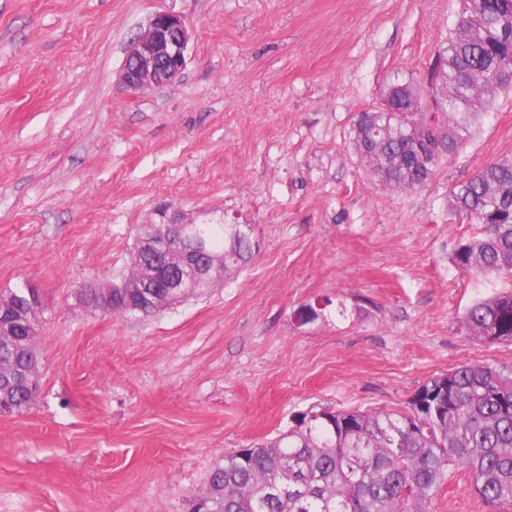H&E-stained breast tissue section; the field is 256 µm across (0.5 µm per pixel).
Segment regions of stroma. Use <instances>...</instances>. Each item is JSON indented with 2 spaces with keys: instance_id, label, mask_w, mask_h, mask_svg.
<instances>
[{
  "instance_id": "obj_1",
  "label": "stroma",
  "mask_w": 512,
  "mask_h": 512,
  "mask_svg": "<svg viewBox=\"0 0 512 512\" xmlns=\"http://www.w3.org/2000/svg\"><path fill=\"white\" fill-rule=\"evenodd\" d=\"M458 0H0V293L42 302L39 387L0 416V512H189L225 451L301 413L405 408L464 362L512 365L461 317L512 276L459 270L448 192L512 156V90L431 182L396 191L360 112L423 83ZM191 35L173 84L122 90L155 13ZM249 224L253 259L155 314L81 306L135 227ZM318 316L307 322L306 307ZM429 512L493 509L452 468Z\"/></svg>"
}]
</instances>
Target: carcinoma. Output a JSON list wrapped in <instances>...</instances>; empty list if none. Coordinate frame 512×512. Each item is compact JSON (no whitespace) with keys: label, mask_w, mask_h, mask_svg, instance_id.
<instances>
[{"label":"carcinoma","mask_w":512,"mask_h":512,"mask_svg":"<svg viewBox=\"0 0 512 512\" xmlns=\"http://www.w3.org/2000/svg\"><path fill=\"white\" fill-rule=\"evenodd\" d=\"M440 83L437 132L451 156L486 113V94L512 90V0H460L448 38L432 64ZM404 112L378 108L353 126L352 144L371 173L387 186H424L441 157L427 128V104L411 84L395 90ZM449 207L478 225L479 233L458 243L453 262L486 277L512 275V158L481 168L450 191ZM202 239L224 258V274L242 267L253 252L236 224L168 228L156 245L175 270L185 244ZM13 307L0 317V406L24 412L31 395L22 378L36 366L39 309L26 288L10 291ZM111 312L149 316L154 305L131 310L111 301ZM462 325L474 340L512 342V292L472 303ZM445 393L430 398L423 414L415 399L405 410H338L300 415L277 439L234 449L210 473L206 512H427L454 466L466 469L478 497L489 506L512 504V366L463 363L422 385Z\"/></svg>","instance_id":"cac0c4a2"}]
</instances>
